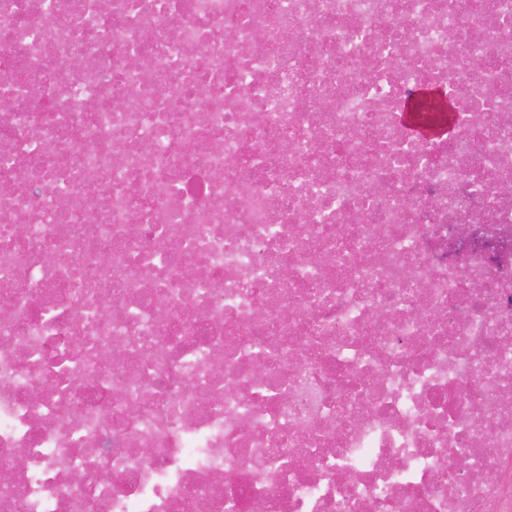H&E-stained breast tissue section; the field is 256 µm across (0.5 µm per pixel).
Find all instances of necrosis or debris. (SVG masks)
<instances>
[{"mask_svg": "<svg viewBox=\"0 0 512 512\" xmlns=\"http://www.w3.org/2000/svg\"><path fill=\"white\" fill-rule=\"evenodd\" d=\"M202 501L512 512V0H0V512Z\"/></svg>", "mask_w": 512, "mask_h": 512, "instance_id": "4bbe7bcc", "label": "necrosis or debris"}]
</instances>
